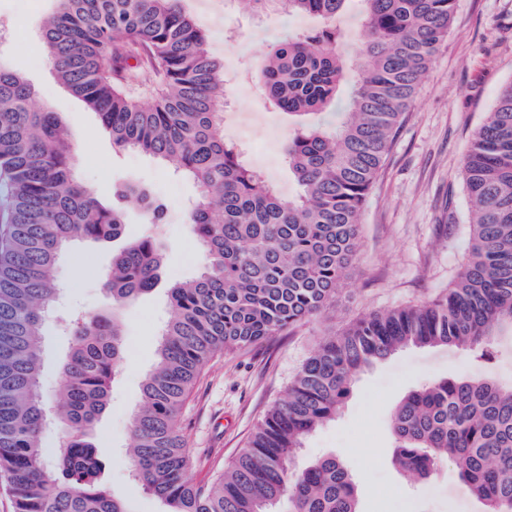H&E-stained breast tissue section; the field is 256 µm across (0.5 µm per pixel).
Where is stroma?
I'll return each mask as SVG.
<instances>
[{"mask_svg": "<svg viewBox=\"0 0 512 512\" xmlns=\"http://www.w3.org/2000/svg\"><path fill=\"white\" fill-rule=\"evenodd\" d=\"M55 0H0V64L23 74L34 103L58 112L78 159L81 180L103 201L130 182L150 186L165 203L161 245L167 279L197 274L204 263L187 214L197 198L192 182L135 150L116 151L97 114L68 94L44 61L39 32ZM184 11L210 37L211 53L224 61L229 104L224 136L242 152L247 167L283 197L299 186L288 169L285 145L294 128L276 109L256 77L261 57L287 37L316 25L307 15L270 12L254 16L235 0H182ZM512 83V0H456L447 40L425 74L364 205L360 247L336 303L288 333L248 350L216 356L189 398L184 433L195 481L221 473L237 456L266 412L283 399L303 361L324 338L344 331L371 312L420 304L447 293L468 256V213L462 164L473 131ZM112 244L78 243L60 259L56 274L65 309L93 314L112 305L102 281L112 263ZM164 289L124 308L127 352L111 390L110 405L90 433L104 464L101 485L123 498L130 512H166L164 503L131 475L125 454L141 386L156 362L167 318ZM495 363L478 367L455 346L408 347L375 363L354 379L336 419L310 434L291 464L300 472L333 455L350 470L360 512H483L452 463L429 482H416L393 464L390 418L412 390L431 381L487 374L512 384V338L498 337ZM67 337L47 327L41 388L57 398Z\"/></svg>", "mask_w": 512, "mask_h": 512, "instance_id": "1", "label": "stroma"}]
</instances>
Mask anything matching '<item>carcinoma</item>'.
Here are the masks:
<instances>
[{
	"label": "carcinoma",
	"mask_w": 512,
	"mask_h": 512,
	"mask_svg": "<svg viewBox=\"0 0 512 512\" xmlns=\"http://www.w3.org/2000/svg\"><path fill=\"white\" fill-rule=\"evenodd\" d=\"M350 1L363 32L358 57L347 62L337 52L336 15ZM237 2L256 14L321 19L258 65L277 109L317 114L352 82L335 129L305 125L288 138L295 198L262 181L224 138V61L181 0H56L41 29L45 60L98 114L113 148L166 161L199 189L187 221L204 271L168 285L158 364L142 384L128 455L168 512H273L284 497L290 512H359L353 477L336 456L290 470L306 437L336 419L355 377L409 346L463 347L490 363L496 337L512 332V84L464 158L470 251L448 293L369 313L324 339L235 460L193 482L182 410L196 381L215 356L280 336L336 302L358 252L363 205L455 11V0ZM33 97L22 75L0 68V176L9 184L0 225V471L15 512H129L100 485L89 434L125 354L121 306L161 282L165 204L139 183L118 193L152 217L112 255L104 278L112 308L61 318L70 348L57 414L67 431L49 456L41 347L61 294L57 263L77 242L119 239L125 219L79 181L63 123L47 107L34 109ZM391 432L393 462L408 476L427 480L448 461L485 512H512V385L482 376L427 383L397 406Z\"/></svg>",
	"instance_id": "obj_1"
}]
</instances>
